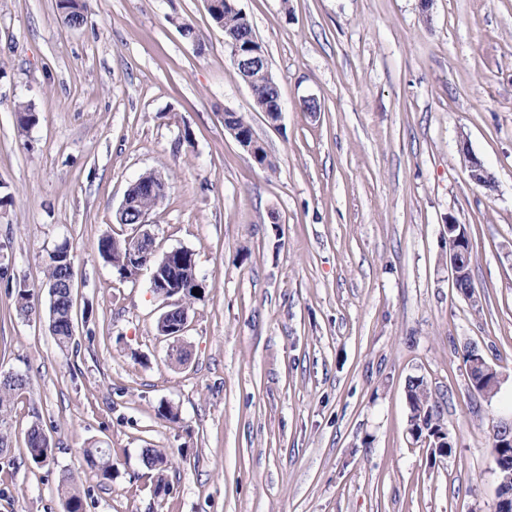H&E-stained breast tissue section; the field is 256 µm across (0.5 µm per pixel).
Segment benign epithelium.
<instances>
[{
  "label": "benign epithelium",
  "mask_w": 512,
  "mask_h": 512,
  "mask_svg": "<svg viewBox=\"0 0 512 512\" xmlns=\"http://www.w3.org/2000/svg\"><path fill=\"white\" fill-rule=\"evenodd\" d=\"M230 52L234 66L243 77V82L251 90L256 106L264 113L269 123L276 124L282 116L280 98L268 96L263 103L259 96V91L263 89L268 91L277 89L261 43L254 35L246 33L230 45ZM231 114H233L231 109L224 111L225 129L257 166H264L265 147L254 133H245L230 122ZM461 152L466 161L469 179L477 186L488 185L491 180L490 174L481 161L471 153L467 144H462ZM146 223L147 214L143 213L137 219V224L143 227V231L134 238V246L140 255L155 252L154 238L150 231L145 229ZM471 264L472 258L469 251L463 248H448V265L452 278L462 275ZM493 473L497 481L498 493L495 512H512V467L498 466Z\"/></svg>",
  "instance_id": "benign-epithelium-1"
}]
</instances>
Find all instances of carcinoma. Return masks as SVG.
<instances>
[{
    "label": "carcinoma",
    "mask_w": 512,
    "mask_h": 512,
    "mask_svg": "<svg viewBox=\"0 0 512 512\" xmlns=\"http://www.w3.org/2000/svg\"><path fill=\"white\" fill-rule=\"evenodd\" d=\"M58 8L62 14H72L85 19L87 11L86 0H59ZM211 19L224 29V36L230 40L233 37L252 29V25L241 9L226 8L219 16ZM18 125L28 129L38 122V115L34 108L25 103H19L14 109ZM133 203L131 216L145 211L150 212L156 207L155 200L141 187L128 188ZM134 249L131 238L116 239L112 236L104 237L99 242V252L103 259L110 263L118 256H125ZM69 246L62 244L48 253L45 263L44 283L51 284L64 276L67 270L66 261L70 259ZM148 266L158 269V280L175 289L174 298L179 304L192 306L198 296L192 290L202 289V283L192 284L193 272L197 271L194 254L184 249L173 255L170 262L159 266L158 258L145 260ZM14 306L18 315L30 317L40 314L39 294L31 288H17L14 291ZM75 321V298L68 292L61 291L55 299L48 303L49 330L58 348L63 352L78 347L76 336L70 329V323ZM471 389L474 393L489 397L497 393L500 379L498 372L489 373L479 370L469 376ZM29 388L26 377L15 379L12 376L0 375V456L10 451V435L1 429L5 424V416L14 399L23 396ZM406 400L409 407L408 425L416 434V438H426L430 444H435L434 436L443 429L440 413L433 402L432 395L424 379L414 377L406 385ZM495 423L492 431V464L500 465L508 460L512 461V444L502 443L498 438ZM25 444L30 458L39 467L48 466L53 461V448L43 426L34 422L27 429ZM114 456L116 452L110 447L96 445L83 450V458L87 466L96 472L100 482L107 483L112 480L114 469ZM142 462L144 467L154 473V494L166 489L164 473L169 468L170 459L167 453L156 448H147L143 451ZM58 494L64 500L65 512H85V502L79 484L72 475H64L59 480Z\"/></svg>",
    "instance_id": "cac0c4a2"
}]
</instances>
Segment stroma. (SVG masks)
<instances>
[{
  "mask_svg": "<svg viewBox=\"0 0 512 512\" xmlns=\"http://www.w3.org/2000/svg\"><path fill=\"white\" fill-rule=\"evenodd\" d=\"M57 3L0 0V374L30 382L8 417L0 512H63L68 473L86 512H494L489 428L512 422V0H238L279 89L274 126L204 0H87L78 28ZM228 108L275 171L225 131ZM463 139L491 188L469 180ZM146 172L168 184L147 217L156 252L191 250L203 281L176 340L156 330L150 270L124 279L99 254L102 237L138 234L116 214ZM452 221L471 243L470 299L448 268ZM64 243L69 355L12 295ZM472 345L500 374L494 397L470 389ZM411 377L449 456L408 433ZM36 420L45 467L25 444ZM95 442L117 452L105 485L83 459ZM146 448L171 459L166 494ZM25 444L30 458L39 467L48 466L53 461V448L43 426L34 422L27 429Z\"/></svg>",
  "mask_w": 512,
  "mask_h": 512,
  "instance_id": "obj_1",
  "label": "stroma"
}]
</instances>
